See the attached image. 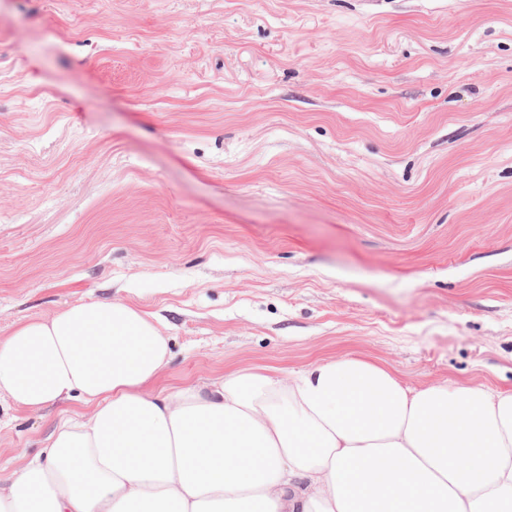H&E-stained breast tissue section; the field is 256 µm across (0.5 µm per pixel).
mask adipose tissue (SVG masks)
<instances>
[{
	"instance_id": "adipose-tissue-1",
	"label": "adipose tissue",
	"mask_w": 512,
	"mask_h": 512,
	"mask_svg": "<svg viewBox=\"0 0 512 512\" xmlns=\"http://www.w3.org/2000/svg\"><path fill=\"white\" fill-rule=\"evenodd\" d=\"M154 316L62 308L0 339V401H66L0 512H512V393L404 386L354 355L172 389Z\"/></svg>"
}]
</instances>
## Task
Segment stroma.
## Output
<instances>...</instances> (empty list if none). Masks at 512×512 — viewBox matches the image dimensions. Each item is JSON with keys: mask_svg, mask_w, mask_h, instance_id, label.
Here are the masks:
<instances>
[{"mask_svg": "<svg viewBox=\"0 0 512 512\" xmlns=\"http://www.w3.org/2000/svg\"><path fill=\"white\" fill-rule=\"evenodd\" d=\"M0 338L155 314L174 388L512 390V0H0ZM66 401L0 407V478Z\"/></svg>", "mask_w": 512, "mask_h": 512, "instance_id": "stroma-1", "label": "stroma"}]
</instances>
